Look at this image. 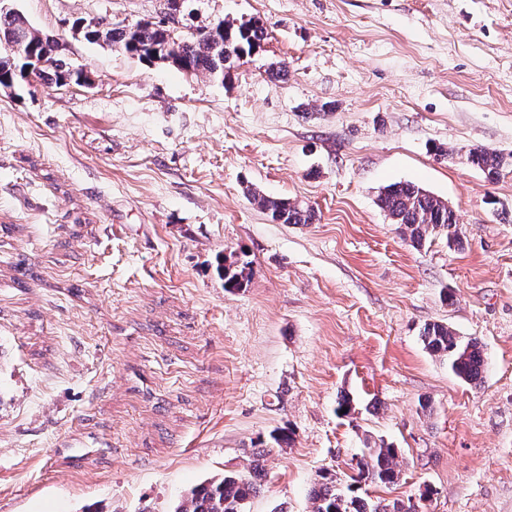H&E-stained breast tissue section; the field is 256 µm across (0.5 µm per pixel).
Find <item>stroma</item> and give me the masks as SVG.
Returning <instances> with one entry per match:
<instances>
[{"label":"stroma","mask_w":512,"mask_h":512,"mask_svg":"<svg viewBox=\"0 0 512 512\" xmlns=\"http://www.w3.org/2000/svg\"><path fill=\"white\" fill-rule=\"evenodd\" d=\"M14 5L86 80L0 87V512H173L253 470L246 512H311L324 472L512 512V166L464 160L512 156V0H186L180 30L271 33L221 82L72 33L166 0ZM399 181L448 203L462 249L405 240L377 203ZM260 194L318 219L273 222ZM230 251L253 262L234 291ZM433 322L481 342L479 381L425 349ZM375 443L394 484L354 480ZM465 160L468 164L481 170L490 180H496L506 165L505 158L501 153L482 146L469 149ZM252 261L245 254L231 252L224 255L218 263V271L224 278V288L238 290L249 282Z\"/></svg>","instance_id":"stroma-1"}]
</instances>
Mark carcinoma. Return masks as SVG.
<instances>
[{
	"label": "carcinoma",
	"instance_id": "carcinoma-1",
	"mask_svg": "<svg viewBox=\"0 0 512 512\" xmlns=\"http://www.w3.org/2000/svg\"><path fill=\"white\" fill-rule=\"evenodd\" d=\"M267 40V28L252 20L199 34L176 33L167 26L148 21L133 25L107 21L89 42L117 46L146 62L170 63L186 74L222 79L235 68L240 56L254 55ZM11 43L23 44L44 63L28 71L30 61L20 57L8 61L7 45ZM31 78L65 84L81 81L83 73L70 68L58 53L57 41L42 35L23 14L0 11V85ZM465 160L491 180L497 179L506 165L501 153L482 146L469 149ZM253 197L274 222L312 224L317 220L311 206L256 193ZM378 205L392 223L404 227V233L416 246L444 232L448 234V246L463 247L456 214L445 201L417 184L396 182L385 186L378 196ZM251 265L252 261L244 254L232 252L222 256L218 271L224 278V288L238 290L247 284ZM420 337L426 350L448 361L456 377L467 383L481 379L485 355L477 339L464 340L452 327L439 322L425 325ZM398 454L399 449L388 445L367 449L366 458L357 463L358 475L384 486L395 483L399 478ZM260 487L256 475H226L192 488L174 512H245V506ZM310 497L313 512H417L413 505L398 500L390 504L359 497L348 500L337 492L335 479L328 475L321 476Z\"/></svg>",
	"mask_w": 512,
	"mask_h": 512
}]
</instances>
